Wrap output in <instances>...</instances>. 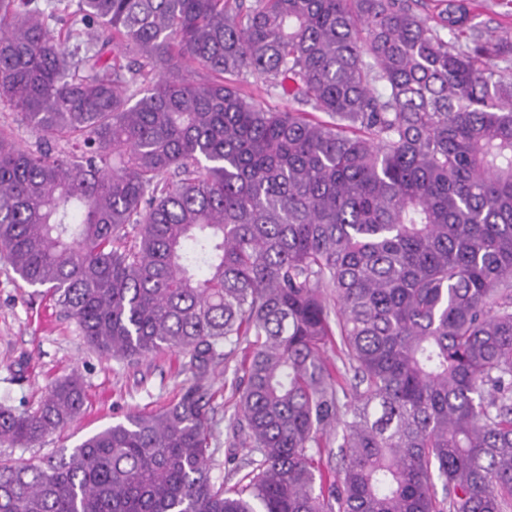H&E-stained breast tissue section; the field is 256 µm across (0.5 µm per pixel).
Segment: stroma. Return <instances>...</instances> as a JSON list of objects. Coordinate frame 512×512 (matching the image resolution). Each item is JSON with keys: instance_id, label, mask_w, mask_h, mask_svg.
Masks as SVG:
<instances>
[{"instance_id": "obj_1", "label": "stroma", "mask_w": 512, "mask_h": 512, "mask_svg": "<svg viewBox=\"0 0 512 512\" xmlns=\"http://www.w3.org/2000/svg\"><path fill=\"white\" fill-rule=\"evenodd\" d=\"M185 363L183 354L175 350L148 355L134 364L98 355L73 322L59 318L44 289L28 286L0 262V404L35 412L46 388L72 374L80 377L86 392L77 421L30 448L0 445V457L39 459L73 448L128 415L162 410L191 377ZM212 378L211 476L215 483L231 487L239 479L236 463L248 455L247 449L229 444L237 403L233 364L215 365Z\"/></svg>"}]
</instances>
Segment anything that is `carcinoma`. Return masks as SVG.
I'll return each instance as SVG.
<instances>
[{
    "label": "carcinoma",
    "mask_w": 512,
    "mask_h": 512,
    "mask_svg": "<svg viewBox=\"0 0 512 512\" xmlns=\"http://www.w3.org/2000/svg\"><path fill=\"white\" fill-rule=\"evenodd\" d=\"M435 2L0 0V104L41 137L0 127V257L99 354L191 373L157 413L0 458V512H512V40ZM84 403L73 376L0 407V444ZM235 361L228 364L224 360L213 368V390L216 392L212 400L214 440L211 450H214L211 462V476L220 485L234 486L240 475L236 473V465H241L248 455L247 448H233L229 445V424L236 412L237 395L234 394ZM230 454L236 455L234 464L226 462Z\"/></svg>",
    "instance_id": "1"
}]
</instances>
